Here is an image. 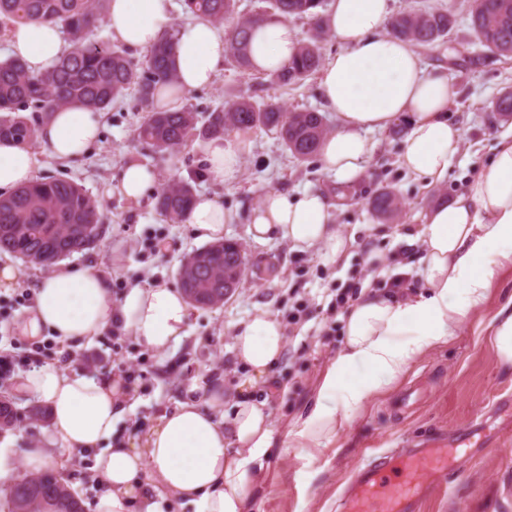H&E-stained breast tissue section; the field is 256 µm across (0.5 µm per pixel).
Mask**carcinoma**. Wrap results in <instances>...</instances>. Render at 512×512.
Instances as JSON below:
<instances>
[{"label":"carcinoma","instance_id":"carcinoma-1","mask_svg":"<svg viewBox=\"0 0 512 512\" xmlns=\"http://www.w3.org/2000/svg\"><path fill=\"white\" fill-rule=\"evenodd\" d=\"M106 0H0V23L13 26L52 22L62 28L71 47L49 69L32 74L18 58L0 61V140L29 144L35 135L33 124L19 112L33 105L46 119L65 106L103 111L133 87L139 101L152 103L157 86L176 81L173 64L174 34L164 35L142 61L131 59L119 47L89 40L92 29L104 22ZM261 13L241 16L236 0H182L187 14H201L225 27L226 57L242 70L251 69L250 44L254 27L270 18L304 19L306 39L287 67L275 73L276 86L298 84L314 75L321 65L320 46L325 22L319 8L324 0H266ZM470 27L488 52L512 54V0H475ZM454 25L451 10L405 9L388 22L391 35L420 47H432L448 39ZM495 118L512 119V91L502 92L491 109ZM241 128H260L277 134L294 158L307 161L317 153L327 133L324 117L315 111H289L275 96L260 105L241 98L216 108L204 118L185 107L175 112L148 111L136 135L160 157L179 152L194 136L220 137ZM173 179L156 196L158 211L174 222L184 220L194 201L196 183ZM377 215L392 212L395 197L381 191L371 199ZM103 215L97 202L77 183L53 177H39L9 195L0 194V254L51 268L58 260L81 254L96 245L104 232ZM241 245L232 240L211 244L188 255L179 269L180 286L190 304L197 308L224 303V284L243 281L237 260ZM18 422L14 404L0 399V431ZM7 512H83L81 500L64 476L46 469L18 484L6 496Z\"/></svg>","mask_w":512,"mask_h":512}]
</instances>
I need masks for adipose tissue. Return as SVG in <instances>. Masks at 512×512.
I'll use <instances>...</instances> for the list:
<instances>
[{
  "label": "adipose tissue",
  "mask_w": 512,
  "mask_h": 512,
  "mask_svg": "<svg viewBox=\"0 0 512 512\" xmlns=\"http://www.w3.org/2000/svg\"><path fill=\"white\" fill-rule=\"evenodd\" d=\"M389 0H333L325 24L340 44L319 71L325 110L339 125L318 149L323 170L340 186L363 175L371 145L368 133L399 121L408 124L401 163L424 183L441 180L458 154L462 129L448 119L453 90L445 68L425 67L415 45L386 34ZM107 27L113 39L133 51H149L173 33L178 84L158 88L156 109L177 110L181 99L210 85L224 67L223 28L195 16L179 24L173 0H110ZM299 36L283 20H266L253 30L251 60L258 72L288 65ZM12 56L34 73L49 68L67 50L56 24L30 23L8 36ZM101 115L82 108L62 109L43 122L37 138L44 153L0 142V193L34 181L46 159L86 154L100 137ZM250 131L204 142L199 153L210 180L237 184L241 162L252 150ZM157 184L152 168L131 158L116 190L132 203L146 200ZM330 198L319 192L297 195L270 190L249 215L252 238L319 247L324 265L338 263L349 241L332 222ZM237 214L221 198L200 194L186 216L197 239L219 241ZM422 246L416 295L366 292L344 319V343L325 367L316 399L288 432L296 448H317L335 440L364 406L404 376L418 359L457 335L463 320L482 308L497 284V258L512 256V130L500 135L489 166L474 175L464 192L435 205L416 236ZM190 308L181 292L162 281L131 283L113 300L110 277L87 263L67 266L40 280L21 319V335L57 336L81 346L112 330L131 334L145 349L163 353L187 334ZM237 358L249 372L232 402L214 388L206 404L190 398L162 413L144 435L121 439L117 426L135 408L120 378L97 379L56 364L32 368L17 379V394L32 397L51 413L50 437L43 448L28 449L24 466L44 468L56 449L73 460L95 452L98 482L95 512H249L259 473L274 445L266 399L255 392L267 382L286 349L284 327L260 309L234 331ZM364 367L358 382L344 375Z\"/></svg>",
  "instance_id": "ef3b65f1"
}]
</instances>
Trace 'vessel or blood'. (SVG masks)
Here are the masks:
<instances>
[{
    "mask_svg": "<svg viewBox=\"0 0 512 512\" xmlns=\"http://www.w3.org/2000/svg\"><path fill=\"white\" fill-rule=\"evenodd\" d=\"M448 451L435 444L373 454L340 498L341 512H418L421 496L445 483Z\"/></svg>",
    "mask_w": 512,
    "mask_h": 512,
    "instance_id": "1",
    "label": "vessel or blood"
}]
</instances>
